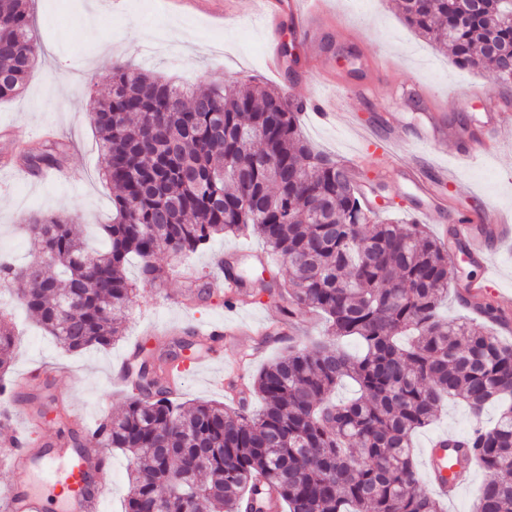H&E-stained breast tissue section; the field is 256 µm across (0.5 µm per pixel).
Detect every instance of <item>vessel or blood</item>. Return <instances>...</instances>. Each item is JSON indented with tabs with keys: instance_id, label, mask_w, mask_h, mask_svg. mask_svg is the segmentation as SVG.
<instances>
[{
	"instance_id": "b4317fda",
	"label": "vessel or blood",
	"mask_w": 512,
	"mask_h": 512,
	"mask_svg": "<svg viewBox=\"0 0 512 512\" xmlns=\"http://www.w3.org/2000/svg\"><path fill=\"white\" fill-rule=\"evenodd\" d=\"M251 12L259 18L268 43L264 63L276 76L284 74V57L280 39L282 25H289L293 35L303 41L320 39L325 20L336 18L330 0H249ZM488 111L479 135L470 138L461 155L464 162H474L496 143V132L507 113L497 100L488 99ZM319 120L349 126L361 142L375 144L400 176L403 184L417 197L419 213H445L449 196L470 195L471 186L444 168L433 167L422 156L403 159V143L394 136L379 139L370 124H354L344 108L343 97L333 105L315 110ZM455 240L469 259L490 265L498 247L512 241V212L490 206L476 214L455 217L451 226ZM6 453L11 482L0 488V512H49V498L38 492L35 474H43L51 489L65 491L66 512H103L112 488L97 480V473L109 466L103 449L89 443H73L71 438L56 437L22 443L13 441ZM429 483L444 497L450 498L466 482L475 467L463 449L452 448L447 438L432 440L427 451Z\"/></svg>"
}]
</instances>
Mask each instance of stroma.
Returning <instances> with one entry per match:
<instances>
[{
    "instance_id": "stroma-1",
    "label": "stroma",
    "mask_w": 512,
    "mask_h": 512,
    "mask_svg": "<svg viewBox=\"0 0 512 512\" xmlns=\"http://www.w3.org/2000/svg\"><path fill=\"white\" fill-rule=\"evenodd\" d=\"M123 2L122 10L116 12L111 0H30L42 53L24 91L0 102V253L18 262L29 261L39 249L38 240L27 230L31 215H62L87 225L112 221L113 191L101 176L104 160L90 114L115 63L130 61L148 73L189 87L245 83L252 78L271 87L278 84L264 71V35L258 20L247 11L219 27L205 15L170 11L166 0ZM336 7L349 29L326 31L315 43H296L295 52L302 60L322 51L335 57V79L340 83L350 79L367 59L380 57L379 70L370 74L366 90L346 103L355 122L380 127L385 113H402L404 121L393 134L413 145L428 124L429 112L435 111L450 130L477 134L484 112L481 94L497 90L493 74L458 67L452 57L406 25L394 0H337ZM418 87L437 94L434 106L409 101L408 92ZM300 123L303 135L335 160L349 164L356 152H363L364 173L378 201L387 203V215L416 220L412 195L399 187L395 174L384 172L375 148L358 149L348 129L323 127L309 117ZM49 128L70 144L63 172L47 179L29 177L12 138L17 133L25 135L29 140L26 151L35 153L45 144ZM459 148V141L452 138L430 151L435 163L453 169L472 186V196L454 199L452 211L473 214L488 205L512 210V123L499 130L497 149L471 165L458 164ZM262 247L257 235H227L186 258L159 254L161 265L175 266L186 275L202 274L209 298L182 306L180 300L187 290L183 277L157 287L139 286L125 320L124 338L106 350L67 351L27 317L13 292L0 295V308L11 313L18 332L12 375L42 371L44 388L82 415L89 428H96L102 417L116 414L126 402L111 370L133 343L154 349L159 339L187 337L195 326L278 320L281 302L266 295L237 312H227L219 286L224 275L214 264L215 256H235L240 270H247L254 261L246 257V250ZM492 267L497 278L486 297L512 313V241L501 245ZM180 368L184 377L181 401H224L216 382L220 365H198L186 353ZM472 425L466 404L449 402L433 424L415 435L416 460H423L433 436L443 432L462 435Z\"/></svg>"
}]
</instances>
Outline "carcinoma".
Listing matches in <instances>:
<instances>
[{
	"label": "carcinoma",
	"mask_w": 512,
	"mask_h": 512,
	"mask_svg": "<svg viewBox=\"0 0 512 512\" xmlns=\"http://www.w3.org/2000/svg\"><path fill=\"white\" fill-rule=\"evenodd\" d=\"M406 24L451 51L464 69L492 70L512 88V8L506 0H401ZM28 0H0V100L25 88L38 58ZM303 103L261 84H214L194 92L130 62L112 67L91 122L116 190L102 244L84 225L35 216L41 249L25 264L0 257V283L66 350L109 349L125 335L137 284L177 275L154 261L186 256L226 234L256 232L288 266L282 278L235 283L278 296L281 318L317 314L326 338L294 348L251 376L254 410L187 406L166 395V370L143 347L127 373L135 392L98 424L89 442L131 455L124 512H259L257 484L284 512H443L420 487L412 438L444 400L466 403L474 424L462 438L483 471L475 512H512V345L469 318L445 319L453 287L448 249L417 223L374 220L350 167L316 150L300 130ZM52 140L27 160L62 166ZM139 260L137 281L127 277ZM354 338L353 356L341 341ZM15 348L0 309V395ZM345 379L359 394L335 403ZM500 404L496 422L481 421Z\"/></svg>",
	"instance_id": "carcinoma-1"
}]
</instances>
